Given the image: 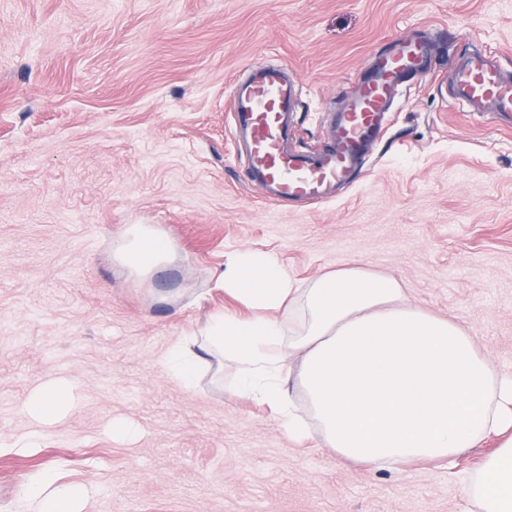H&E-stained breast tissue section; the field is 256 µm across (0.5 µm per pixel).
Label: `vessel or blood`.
Wrapping results in <instances>:
<instances>
[{
  "label": "vessel or blood",
  "instance_id": "vessel-or-blood-1",
  "mask_svg": "<svg viewBox=\"0 0 512 512\" xmlns=\"http://www.w3.org/2000/svg\"><path fill=\"white\" fill-rule=\"evenodd\" d=\"M430 58L428 43L418 37L398 38L393 49L377 55L355 95L332 114L326 147L314 154L289 146L296 95L283 70L250 66L248 81L232 94L235 122L248 148L249 181L276 203L329 201L359 171L399 87L412 72L426 69ZM453 71L457 98L501 117L512 115V77L493 57L471 56Z\"/></svg>",
  "mask_w": 512,
  "mask_h": 512
}]
</instances>
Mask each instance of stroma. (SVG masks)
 Instances as JSON below:
<instances>
[{
	"label": "stroma",
	"mask_w": 512,
	"mask_h": 512,
	"mask_svg": "<svg viewBox=\"0 0 512 512\" xmlns=\"http://www.w3.org/2000/svg\"><path fill=\"white\" fill-rule=\"evenodd\" d=\"M415 31L434 69L361 175L327 203L265 199L233 120L249 66L286 69L292 145L314 153L373 55ZM476 53L512 74V0H0V512H24L44 471L92 488L83 512H462L493 441L369 468L289 438L232 367L188 390L165 362L213 316L247 315L218 276L253 248L305 284L392 276L511 375L512 125L455 99L450 66ZM135 224L176 253L145 277L112 252ZM59 376L81 404L16 447L24 400Z\"/></svg>",
	"instance_id": "obj_1"
}]
</instances>
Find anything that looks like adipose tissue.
Masks as SVG:
<instances>
[{"label":"adipose tissue","mask_w":512,"mask_h":512,"mask_svg":"<svg viewBox=\"0 0 512 512\" xmlns=\"http://www.w3.org/2000/svg\"><path fill=\"white\" fill-rule=\"evenodd\" d=\"M113 250L144 275L173 246L136 224ZM219 281L250 314L224 313L173 347L167 365L176 381L193 387L209 358L228 361L236 392L267 405L289 437H303L313 419L325 447L378 467L448 459L496 438L470 479L464 512H512V377L465 328L414 303L394 278L357 268L302 286L273 254L245 249L227 257ZM285 313L294 327H285ZM81 399L76 384L54 377L30 392L23 411L40 430ZM88 495L48 474L24 490L28 512H82Z\"/></svg>","instance_id":"adipose-tissue-1"}]
</instances>
